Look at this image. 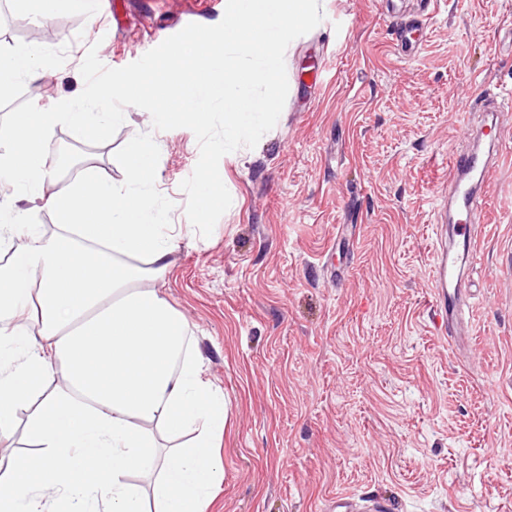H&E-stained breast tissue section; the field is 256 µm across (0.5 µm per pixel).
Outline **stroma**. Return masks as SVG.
Segmentation results:
<instances>
[{
    "label": "stroma",
    "mask_w": 512,
    "mask_h": 512,
    "mask_svg": "<svg viewBox=\"0 0 512 512\" xmlns=\"http://www.w3.org/2000/svg\"><path fill=\"white\" fill-rule=\"evenodd\" d=\"M36 16L8 0L0 53L34 45L46 65L0 99L12 113L80 94L90 46L120 68L224 0H111ZM322 22L285 53L288 96L255 148L219 162L233 204L210 237L188 227L181 182L194 133L158 131L137 107L76 169L127 179L132 136L155 146L152 196L178 229L148 286L187 320L229 420L224 481L208 512H512V0H321ZM425 35L408 56L398 27ZM326 70L325 81L315 80ZM498 96L503 158L482 188L491 212L473 265L475 339L452 350L433 325L437 189L468 145L467 106ZM29 411L0 436V463L28 477Z\"/></svg>",
    "instance_id": "1"
}]
</instances>
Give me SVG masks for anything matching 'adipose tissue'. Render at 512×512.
I'll return each instance as SVG.
<instances>
[{
	"instance_id": "1",
	"label": "adipose tissue",
	"mask_w": 512,
	"mask_h": 512,
	"mask_svg": "<svg viewBox=\"0 0 512 512\" xmlns=\"http://www.w3.org/2000/svg\"><path fill=\"white\" fill-rule=\"evenodd\" d=\"M41 64L33 49L1 54L0 96ZM114 96L106 86L93 101L17 112L0 125L11 146L0 156V184L52 211L61 228L45 237L28 211L0 205V250L13 235L27 239L0 260V432L40 401L28 428L39 449L32 478L0 471V512H207L223 482L216 450L227 402L205 379L181 314L145 285L173 246L148 191L151 147L130 138L125 184L89 166L65 190L44 192L53 127L96 125ZM56 376L61 388L43 393ZM187 430L184 447L165 450L156 438ZM134 472L150 476V488L132 485Z\"/></svg>"
}]
</instances>
